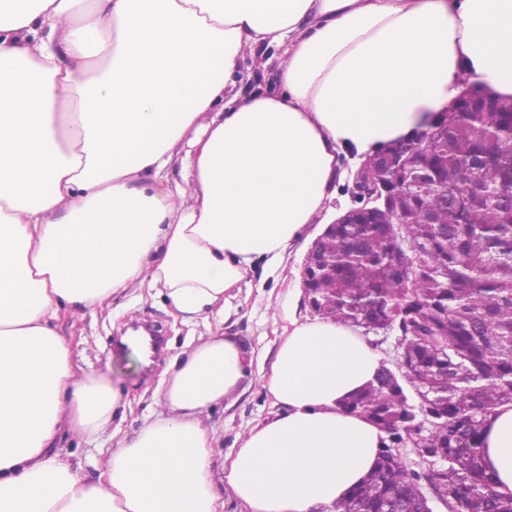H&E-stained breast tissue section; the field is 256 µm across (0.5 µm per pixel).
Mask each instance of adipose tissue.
<instances>
[{
    "label": "adipose tissue",
    "mask_w": 512,
    "mask_h": 512,
    "mask_svg": "<svg viewBox=\"0 0 512 512\" xmlns=\"http://www.w3.org/2000/svg\"><path fill=\"white\" fill-rule=\"evenodd\" d=\"M257 51L276 88L244 95ZM469 84L512 96V0H0V512H332L385 439L344 408L381 364L356 328L289 316L263 377L278 411L218 467L207 418L248 365L199 337L90 481L55 443L126 406L57 322L140 288L223 324L231 288L331 223L345 157ZM481 442L512 493L511 403Z\"/></svg>",
    "instance_id": "obj_1"
}]
</instances>
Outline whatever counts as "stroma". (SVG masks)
<instances>
[{"mask_svg":"<svg viewBox=\"0 0 512 512\" xmlns=\"http://www.w3.org/2000/svg\"><path fill=\"white\" fill-rule=\"evenodd\" d=\"M305 249L294 251L283 264L264 277L252 278L250 286L236 291L229 300L224 334L237 341L251 360L240 395L225 401L210 413L209 424L219 438L217 456L234 452L237 439L276 411L262 387L288 314L305 318L301 270ZM141 322L158 328L164 339L163 352L151 369H143L130 356L121 354L116 343L123 329ZM211 324L198 318L190 322L147 291L129 289L111 308L77 316L64 315L58 330L70 346L75 369L94 371L116 384L130 403L121 425L124 434L137 431L155 411L152 392L169 361L192 338L208 335Z\"/></svg>","mask_w":512,"mask_h":512,"instance_id":"35a3bbf8","label":"stroma"}]
</instances>
